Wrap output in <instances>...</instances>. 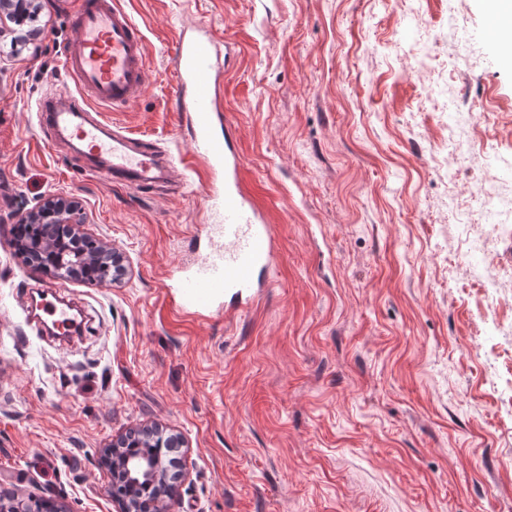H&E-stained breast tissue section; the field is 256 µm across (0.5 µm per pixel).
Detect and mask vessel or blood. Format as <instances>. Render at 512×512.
Returning a JSON list of instances; mask_svg holds the SVG:
<instances>
[{"instance_id":"1","label":"vessel or blood","mask_w":512,"mask_h":512,"mask_svg":"<svg viewBox=\"0 0 512 512\" xmlns=\"http://www.w3.org/2000/svg\"><path fill=\"white\" fill-rule=\"evenodd\" d=\"M78 34L61 65L71 87L60 98L38 105L37 120L48 133H69L84 152L104 159L106 182L147 186L159 178L160 146L135 144L96 117L90 108L120 110L134 102L146 87V38L141 28L115 0H74ZM172 93L187 112L194 136V156L210 171L224 174L223 187L211 197L221 206L217 229L224 247L206 266L177 278L175 288L186 311L239 312L252 308L264 295L263 273L278 257L277 236L261 205L248 190L244 164L224 119L222 84L213 36L183 30L176 41ZM224 136H217L216 127ZM43 311L57 334L76 327L69 304L52 301Z\"/></svg>"}]
</instances>
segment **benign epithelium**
<instances>
[{"mask_svg": "<svg viewBox=\"0 0 512 512\" xmlns=\"http://www.w3.org/2000/svg\"><path fill=\"white\" fill-rule=\"evenodd\" d=\"M40 9L41 0H0V23L6 18L13 20L24 11L37 14ZM85 220L86 216L79 203L74 197L65 194H50L39 206L19 215L0 214V224H60L67 228L65 233H50L27 243V247L34 253L51 254L52 264L39 263L36 269L63 281L83 278V271L89 269L92 263L106 267L122 265V254L104 239L98 240L97 251L90 258L84 252L72 249L67 238L74 236L84 238L80 228ZM126 445L127 439L123 437L112 441L110 451L112 487L115 488L125 482L133 484L144 482L156 487L157 494L152 500L142 502L137 509L126 497L115 491L112 492L113 501L119 505L120 512H164L161 504L174 491V477L171 476L168 465L159 458L131 456L123 451Z\"/></svg>", "mask_w": 512, "mask_h": 512, "instance_id": "7a95c632", "label": "benign epithelium"}]
</instances>
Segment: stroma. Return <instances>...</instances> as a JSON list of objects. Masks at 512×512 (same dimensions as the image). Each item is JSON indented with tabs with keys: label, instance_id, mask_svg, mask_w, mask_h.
Segmentation results:
<instances>
[{
	"label": "stroma",
	"instance_id": "obj_1",
	"mask_svg": "<svg viewBox=\"0 0 512 512\" xmlns=\"http://www.w3.org/2000/svg\"><path fill=\"white\" fill-rule=\"evenodd\" d=\"M142 28L147 88L116 119L190 159L172 95L181 29L229 44L222 68L248 188L280 253L258 305L187 315L164 281L211 248L210 177L104 183L36 106L66 89L72 0L0 44V213L78 198L123 253L105 284L35 272L0 224V495L116 512L101 456L147 426L180 435L167 512H512V288L480 285L449 194L512 199V31L492 0H116ZM489 122L454 155L448 127ZM86 312L77 345L38 334L35 288Z\"/></svg>",
	"mask_w": 512,
	"mask_h": 512
}]
</instances>
